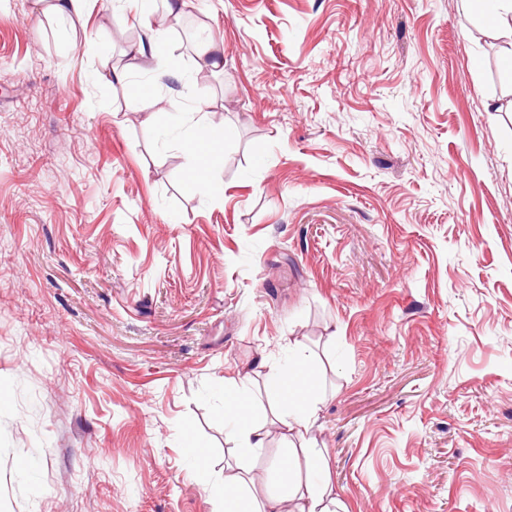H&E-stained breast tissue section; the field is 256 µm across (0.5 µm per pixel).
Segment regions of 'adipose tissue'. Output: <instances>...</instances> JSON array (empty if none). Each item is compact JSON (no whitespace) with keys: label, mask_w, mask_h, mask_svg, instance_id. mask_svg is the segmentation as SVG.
I'll return each instance as SVG.
<instances>
[{"label":"adipose tissue","mask_w":512,"mask_h":512,"mask_svg":"<svg viewBox=\"0 0 512 512\" xmlns=\"http://www.w3.org/2000/svg\"><path fill=\"white\" fill-rule=\"evenodd\" d=\"M187 0H171L163 15L140 14L145 42L134 45L133 51L145 65L158 60V48L171 28L178 24ZM314 375L307 361L295 365L291 380H283L278 371H269L262 392L273 405L271 425L255 421L252 416L254 397L244 388V379L224 384V419L231 425L230 436L235 454L245 459L266 448L272 430H279L288 442V455L274 464L282 486L272 492L263 474L237 467L224 474V512H344L328 475V462L323 449L310 442V429L315 405L310 396ZM303 461L307 472L299 474L296 461Z\"/></svg>","instance_id":"1"}]
</instances>
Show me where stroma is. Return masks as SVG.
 Wrapping results in <instances>:
<instances>
[{"mask_svg":"<svg viewBox=\"0 0 512 512\" xmlns=\"http://www.w3.org/2000/svg\"><path fill=\"white\" fill-rule=\"evenodd\" d=\"M0 0V512H224L287 342L349 512H512V91L466 0ZM121 80H113V73ZM228 127L189 177L184 141ZM209 452L199 482L189 452ZM176 1L169 2L167 11L156 16L153 12L139 13V24L145 30L147 40L137 45H133L131 50L139 55L146 66L156 64L158 60V47L162 45L168 35V32L174 25L178 24L183 16L184 8L188 6L187 0H164ZM249 374L234 381H224V419L231 425L228 432L235 443L239 459L249 458L266 448L272 430L252 417L254 396L244 389Z\"/></svg>","mask_w":512,"mask_h":512,"instance_id":"1","label":"stroma"}]
</instances>
